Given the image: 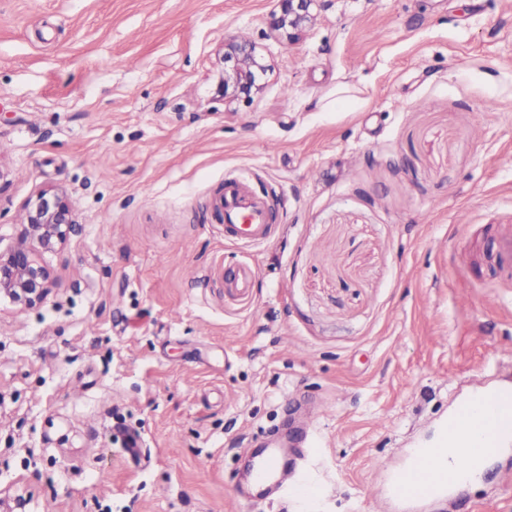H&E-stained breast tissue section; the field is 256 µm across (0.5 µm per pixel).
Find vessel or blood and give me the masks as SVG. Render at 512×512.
<instances>
[{
    "instance_id": "1",
    "label": "vessel or blood",
    "mask_w": 512,
    "mask_h": 512,
    "mask_svg": "<svg viewBox=\"0 0 512 512\" xmlns=\"http://www.w3.org/2000/svg\"><path fill=\"white\" fill-rule=\"evenodd\" d=\"M224 217L225 239L262 244L271 236L269 211L265 201L247 192L242 183L231 180L224 187L220 201ZM499 282L512 283V232H504L499 240ZM257 278V271L242 265L224 279L225 288L245 299ZM512 402V390L489 392L476 390L458 409L449 423L441 427L443 443L460 446L472 458L492 460L500 449L512 446V413L504 411V402ZM431 453L409 456L404 472L392 480L391 492L399 498L440 500L460 489L457 473L448 465L431 466ZM284 463L281 457L267 455L258 459L252 478L260 487L278 483Z\"/></svg>"
}]
</instances>
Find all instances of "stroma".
Returning a JSON list of instances; mask_svg holds the SVG:
<instances>
[{"mask_svg": "<svg viewBox=\"0 0 512 512\" xmlns=\"http://www.w3.org/2000/svg\"><path fill=\"white\" fill-rule=\"evenodd\" d=\"M270 8L0 0V244L39 187L75 221L47 299L0 301V491L34 512H512V447L447 502L386 497L458 402L512 383V0H332L291 46ZM233 34L271 70L228 107ZM231 179L268 201V243L225 240ZM298 426L323 441L310 487L243 496L250 451ZM499 251V284L509 285L512 282V232L506 230L498 244ZM257 278V271L250 265H242L224 277V288L235 291L241 299L250 296V290Z\"/></svg>", "mask_w": 512, "mask_h": 512, "instance_id": "stroma-1", "label": "stroma"}]
</instances>
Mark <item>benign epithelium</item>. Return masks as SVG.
I'll return each instance as SVG.
<instances>
[{
	"mask_svg": "<svg viewBox=\"0 0 512 512\" xmlns=\"http://www.w3.org/2000/svg\"><path fill=\"white\" fill-rule=\"evenodd\" d=\"M267 18L269 36L295 44L331 0H272ZM268 65L251 40L235 35L224 38V71L218 91L224 103H251L263 91L261 75ZM24 233L20 240L0 249V298L21 307L42 302L53 286L50 271L40 255L61 246L75 222L66 192L55 187L38 189L23 206Z\"/></svg>",
	"mask_w": 512,
	"mask_h": 512,
	"instance_id": "obj_1",
	"label": "benign epithelium"
}]
</instances>
